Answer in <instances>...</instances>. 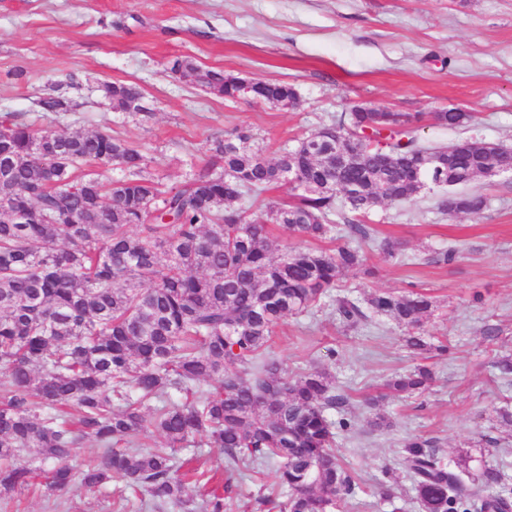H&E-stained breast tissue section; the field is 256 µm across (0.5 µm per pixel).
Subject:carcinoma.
I'll list each match as a JSON object with an SVG mask.
<instances>
[{
    "mask_svg": "<svg viewBox=\"0 0 512 512\" xmlns=\"http://www.w3.org/2000/svg\"><path fill=\"white\" fill-rule=\"evenodd\" d=\"M171 70L228 99L241 96L236 79L175 59ZM120 106L141 96L134 86L107 89ZM295 89L257 81L252 99L286 102ZM37 106L68 111L62 96ZM442 130L467 125L455 108L431 115ZM418 118L354 108L301 139L275 160L246 134L215 140L211 160L180 189L162 191L148 175L146 155L110 134L39 133L0 122V497L38 478L49 492L78 484L96 488L116 475L131 494L143 492L151 512L192 501L194 512H224V491L191 467L199 439L224 449L227 472L271 470L258 508L279 512H334L353 494L354 478L336 448L329 411L347 398L318 368L288 376L267 354L275 327L287 315L321 309L346 271L369 273L360 248H294L275 258L268 226L295 237L369 242L392 257L393 242L378 239L363 218L380 203L402 205L437 186L430 170H416L415 154L431 150L417 135ZM341 138L354 153L333 171L322 153ZM452 166L474 178L492 165L484 141L454 143ZM118 165L123 180L104 185L89 164ZM300 169L288 182L292 201L248 213L237 206L282 183L284 164ZM363 184L358 197L345 185ZM477 193L454 191L441 209L476 214ZM138 228L134 233L131 228ZM424 293L383 292L367 308L336 300L342 322L356 326L382 316L404 327L406 345L427 352L420 335L433 312ZM417 367L385 384L387 395L422 392L433 383ZM216 382L205 389V382ZM156 432L165 446L139 452L140 437ZM95 442L94 463L75 468L73 448ZM28 460H21L22 455ZM401 462L422 512H455L462 499L481 500L480 512H512L509 498L490 489L499 472L477 474L451 465L436 441L411 435Z\"/></svg>",
    "mask_w": 512,
    "mask_h": 512,
    "instance_id": "1",
    "label": "carcinoma"
}]
</instances>
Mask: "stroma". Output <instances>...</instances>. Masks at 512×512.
<instances>
[{
    "instance_id": "obj_1",
    "label": "stroma",
    "mask_w": 512,
    "mask_h": 512,
    "mask_svg": "<svg viewBox=\"0 0 512 512\" xmlns=\"http://www.w3.org/2000/svg\"><path fill=\"white\" fill-rule=\"evenodd\" d=\"M178 58L290 84L297 103L203 91L171 72ZM111 83L137 87L145 112L113 109ZM48 94L70 98L71 110L41 111L35 101ZM357 105L420 115L426 143L473 137L512 149V0H0V120L140 145L163 190L186 185L214 140L247 131L271 159ZM445 108L473 119L443 131L430 115ZM465 190L486 197L482 213L445 214L438 193L374 207L366 222L397 243V256L367 249L372 275L345 272L330 291L362 304L382 291L428 293L435 309L420 333L446 342L447 353L422 358L395 321L350 328L327 307L275 329L269 353L289 374L325 369L347 397L332 417L346 424L336 445L356 488L335 512H420L401 465L410 435L436 439L450 457L468 450L473 471L498 470L512 492V425L500 418L512 408V381L495 367L512 355V178L479 177ZM451 247L452 261L434 262ZM420 363L435 373L428 391L366 405L390 375ZM379 412L389 428H370ZM384 484L393 498L379 496ZM125 490L117 476L65 497L73 512H114Z\"/></svg>"
}]
</instances>
